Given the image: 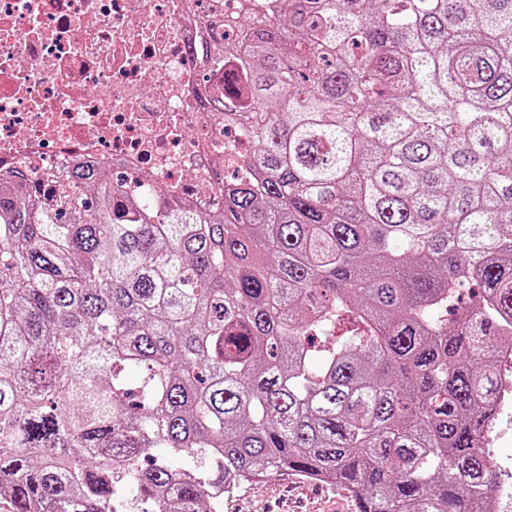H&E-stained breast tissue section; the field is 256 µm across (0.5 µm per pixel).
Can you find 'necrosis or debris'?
I'll list each match as a JSON object with an SVG mask.
<instances>
[{"label": "necrosis or debris", "instance_id": "necrosis-or-debris-1", "mask_svg": "<svg viewBox=\"0 0 512 512\" xmlns=\"http://www.w3.org/2000/svg\"><path fill=\"white\" fill-rule=\"evenodd\" d=\"M238 0H0V165L39 173L94 161L133 194L219 208L218 175L246 141L198 95L185 52Z\"/></svg>", "mask_w": 512, "mask_h": 512}]
</instances>
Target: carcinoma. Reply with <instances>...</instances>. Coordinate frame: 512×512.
<instances>
[{
	"label": "carcinoma",
	"instance_id": "1",
	"mask_svg": "<svg viewBox=\"0 0 512 512\" xmlns=\"http://www.w3.org/2000/svg\"><path fill=\"white\" fill-rule=\"evenodd\" d=\"M206 28L233 91L202 109L251 145L222 212L0 167V506L222 512L290 474L355 512H486L512 0H264Z\"/></svg>",
	"mask_w": 512,
	"mask_h": 512
}]
</instances>
